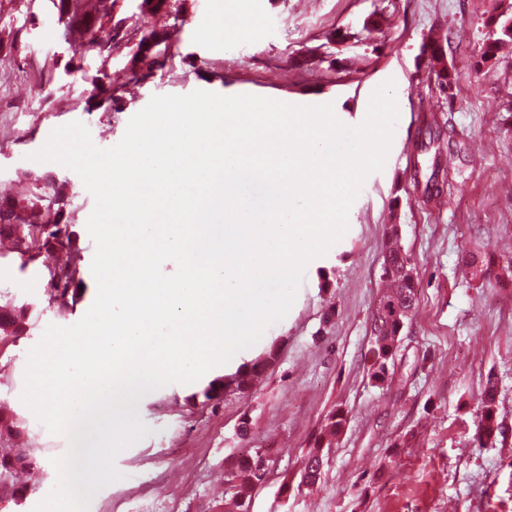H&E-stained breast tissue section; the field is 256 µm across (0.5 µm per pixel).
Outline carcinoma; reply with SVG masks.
<instances>
[{"label":"carcinoma","mask_w":512,"mask_h":512,"mask_svg":"<svg viewBox=\"0 0 512 512\" xmlns=\"http://www.w3.org/2000/svg\"><path fill=\"white\" fill-rule=\"evenodd\" d=\"M71 2V10L64 11L66 2ZM121 0H58L59 13H68L62 24L61 35L67 42H72L74 35H79L80 45L73 53L95 54L107 62L112 52L128 45L135 51L131 55V71L143 67L162 69L174 57L173 37L178 28L185 24L180 0H142L140 11L157 17V22L147 32L127 24L128 18L119 16ZM105 24L110 25L111 37L106 43L98 40L97 32ZM488 37L482 43L474 67L483 66L489 60L497 59L502 46L512 44V13L491 15L485 20ZM428 56L429 77L433 78L440 93L448 95L454 82L453 68L446 63L445 46L431 43L425 46ZM108 78L105 69L99 70L95 77L102 94L103 103L118 112L122 105L121 98L114 95L112 89L104 86ZM442 126L435 115H424L415 150L423 152L427 146L441 140ZM447 181V170L438 163L431 171L415 178L416 187L422 189L423 197L437 205L442 199V191ZM67 199L64 184L53 178L36 176L32 179L25 194L20 196H0V206L12 203L18 208L16 220L23 227V235H18L12 224L0 225V238L13 242L14 252L28 264L37 259L41 250L65 251L71 261L64 267L47 268L46 296L48 303L57 312L66 313L82 300V294L76 285L82 283L80 275L83 250L79 245L74 211L61 206ZM388 246L381 270V278L387 282V290L379 297L372 315V336L368 350V372L376 385L389 379L394 369L399 349V336L418 303L417 288L410 258L400 243V225L388 227ZM472 264L479 268L480 278L486 284H492L495 261L487 257H472ZM35 306L20 303L8 289H0V358L6 354L9 346H14L34 326L37 316ZM276 357L271 348L263 355L242 363L237 370L222 378L216 377L200 391L191 394L190 399L203 398L204 402L220 399L221 389L236 387L246 391L254 385L259 374L272 363ZM496 385L487 380L481 404L479 422L480 433L487 439L493 438L499 426L496 422L493 405L496 399ZM7 403L0 400V490L15 497L19 490L13 486L14 472L19 467L34 464V449L27 447L24 420L12 410H3ZM346 417L339 411L329 412L323 419L321 434L337 435L344 427ZM269 462L264 461L258 453L243 454L232 468V477L227 480L224 490V512H242V501H250L255 488L262 484Z\"/></svg>","instance_id":"cac0c4a2"}]
</instances>
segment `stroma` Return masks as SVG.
I'll return each instance as SVG.
<instances>
[{
	"label": "stroma",
	"instance_id": "1",
	"mask_svg": "<svg viewBox=\"0 0 512 512\" xmlns=\"http://www.w3.org/2000/svg\"><path fill=\"white\" fill-rule=\"evenodd\" d=\"M512 0H183L185 24L175 39L172 70L133 80L129 49L109 64L87 56L67 73L73 52L57 41L52 0H0V194L24 174L67 182L85 261L94 242L86 222L95 201L80 177L61 165L32 161L51 131L84 123L95 145L109 148L155 95L205 90L253 94L295 105L332 104L346 125L360 124L372 92L396 83L399 119L382 171L370 174L349 212V228L313 260L281 321L210 377L278 342V356L246 393L229 391L216 406H188L201 382L172 383L138 405L152 435L121 450V480L96 493L89 512H220L224 472L238 455L265 448L271 474L252 495L251 512H512V54L474 70L487 36L484 21ZM220 38L206 36L213 23ZM347 32L346 40L332 31ZM446 35L456 71L445 102L421 54ZM106 67L124 110L105 112L90 95ZM436 114L465 145V161L448 176L441 206L424 203L412 157L422 115ZM401 227L411 258L418 305L404 328L391 380L373 384L367 351L379 299L387 227ZM494 255L503 275L485 288L471 255ZM41 252L25 265L0 260V289L44 299ZM83 300L72 313L46 308L14 349L6 398L28 424L43 481L23 499L0 498V512H33L56 482L52 458L68 448L23 404L24 357L51 324L77 323L97 287L84 270ZM498 384L500 435L477 436V409L487 378ZM347 422L314 487L299 485L302 460L332 410Z\"/></svg>",
	"mask_w": 512,
	"mask_h": 512
}]
</instances>
